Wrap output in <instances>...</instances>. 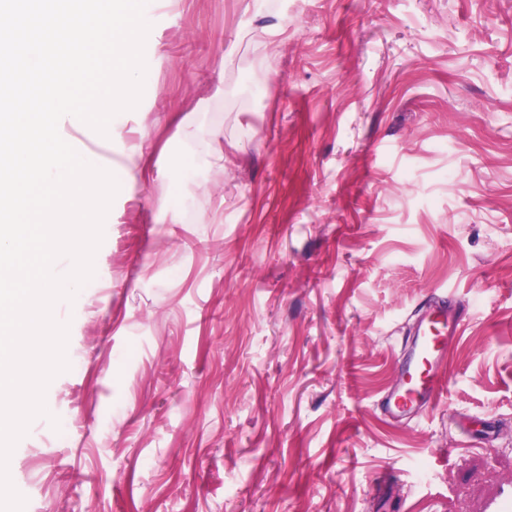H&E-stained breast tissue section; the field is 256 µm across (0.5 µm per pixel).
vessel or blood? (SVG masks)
<instances>
[{
  "instance_id": "b4317fda",
  "label": "vessel or blood",
  "mask_w": 512,
  "mask_h": 512,
  "mask_svg": "<svg viewBox=\"0 0 512 512\" xmlns=\"http://www.w3.org/2000/svg\"><path fill=\"white\" fill-rule=\"evenodd\" d=\"M462 327V314L444 293L418 313L400 352L396 382L378 401L387 419L411 421L434 407L444 390L443 362ZM483 512H512V480L486 501Z\"/></svg>"
}]
</instances>
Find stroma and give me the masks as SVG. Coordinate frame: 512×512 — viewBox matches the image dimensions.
Here are the masks:
<instances>
[{"label":"stroma","instance_id":"obj_1","mask_svg":"<svg viewBox=\"0 0 512 512\" xmlns=\"http://www.w3.org/2000/svg\"><path fill=\"white\" fill-rule=\"evenodd\" d=\"M107 135L205 158L120 183L54 317L68 371L9 460L24 512H480L512 479V0H150ZM224 97L212 99L215 87ZM466 319L446 388L388 422L414 312ZM495 418L494 446L457 421ZM58 425H51V418Z\"/></svg>","mask_w":512,"mask_h":512}]
</instances>
